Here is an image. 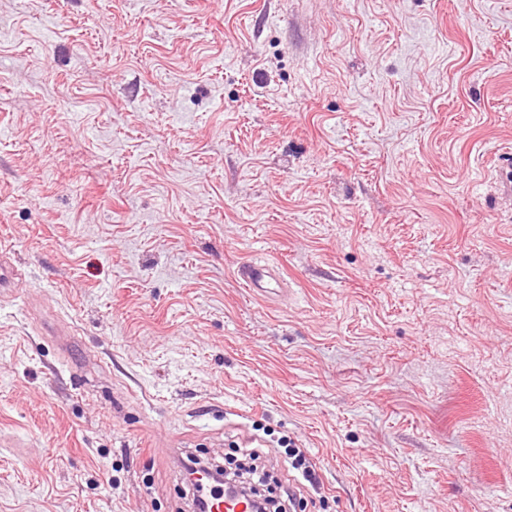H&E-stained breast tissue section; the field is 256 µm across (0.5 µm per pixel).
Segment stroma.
I'll use <instances>...</instances> for the list:
<instances>
[{
    "instance_id": "stroma-1",
    "label": "stroma",
    "mask_w": 512,
    "mask_h": 512,
    "mask_svg": "<svg viewBox=\"0 0 512 512\" xmlns=\"http://www.w3.org/2000/svg\"><path fill=\"white\" fill-rule=\"evenodd\" d=\"M511 148L512 0H0V512H512ZM236 274L243 288L256 300L276 304L279 298L288 296V283L278 265L247 260L238 267ZM201 487L206 501L212 506L211 512H245L247 509L241 507V502L229 499L224 495L223 490L213 491L208 482L201 481Z\"/></svg>"
}]
</instances>
